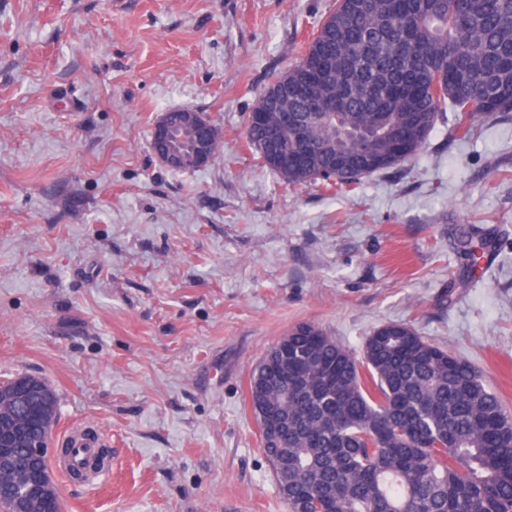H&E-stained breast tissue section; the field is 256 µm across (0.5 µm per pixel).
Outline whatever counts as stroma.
Segmentation results:
<instances>
[{
	"instance_id": "1",
	"label": "stroma",
	"mask_w": 512,
	"mask_h": 512,
	"mask_svg": "<svg viewBox=\"0 0 512 512\" xmlns=\"http://www.w3.org/2000/svg\"><path fill=\"white\" fill-rule=\"evenodd\" d=\"M336 0H0V381L43 379L55 436L112 450L61 512H288L259 451L252 368L296 324L361 355L388 323L467 360L512 411V113L354 190L291 186L245 130ZM223 151L155 158L160 113ZM493 243L467 287L456 230ZM192 116L196 119V121L200 124V134L198 141V148L201 150L200 158H199V168L205 167L208 165L212 159L215 160L220 151L218 150V143L215 146L212 157L210 156V150L214 142L220 139V135L214 131V128L210 122V120L201 112H190Z\"/></svg>"
}]
</instances>
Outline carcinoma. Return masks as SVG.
<instances>
[{
	"label": "carcinoma",
	"instance_id": "carcinoma-1",
	"mask_svg": "<svg viewBox=\"0 0 512 512\" xmlns=\"http://www.w3.org/2000/svg\"><path fill=\"white\" fill-rule=\"evenodd\" d=\"M258 99L246 136L290 185L353 188L420 156L444 112L457 132L512 112V0H336ZM181 155L197 132L170 111ZM476 261L487 241L460 234ZM42 416L56 424L46 387ZM260 447L290 512H512V414L467 361L409 325L367 337L356 359L322 328L296 324L249 384ZM15 485L0 477V512Z\"/></svg>",
	"mask_w": 512,
	"mask_h": 512
}]
</instances>
